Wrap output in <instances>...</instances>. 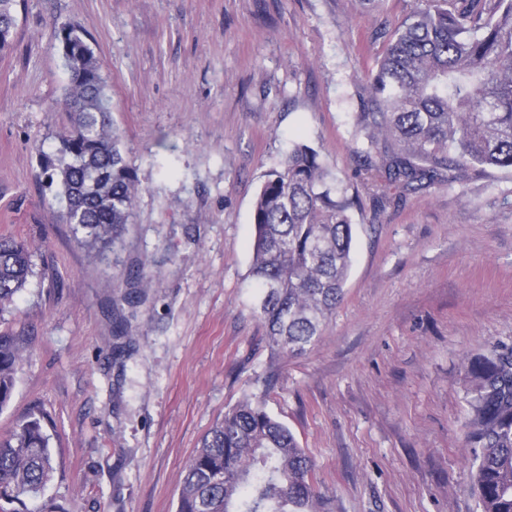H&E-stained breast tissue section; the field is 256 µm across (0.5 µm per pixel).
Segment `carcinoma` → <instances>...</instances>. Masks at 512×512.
Instances as JSON below:
<instances>
[{
  "label": "carcinoma",
  "mask_w": 512,
  "mask_h": 512,
  "mask_svg": "<svg viewBox=\"0 0 512 512\" xmlns=\"http://www.w3.org/2000/svg\"><path fill=\"white\" fill-rule=\"evenodd\" d=\"M21 0H0V54L13 48ZM385 49L352 115L362 185L376 202L400 201L474 173L512 169V0H427L384 22ZM71 123L44 156V188L58 186L65 223L93 242L131 223L139 183L120 149L99 59L83 31L61 30ZM358 191H349L316 148L296 142L268 170L252 206L253 310L271 351L297 355L343 301L352 265ZM32 274L30 248L0 238V308ZM27 337L0 332V411L12 398ZM466 439L480 512H512V347L467 362ZM49 422L38 407L0 437V512L41 495L52 481ZM314 463L287 425L247 395L224 412L184 467L177 512H326Z\"/></svg>",
  "instance_id": "obj_1"
}]
</instances>
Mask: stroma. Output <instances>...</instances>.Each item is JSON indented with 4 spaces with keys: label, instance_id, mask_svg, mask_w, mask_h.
I'll return each mask as SVG.
<instances>
[{
    "label": "stroma",
    "instance_id": "stroma-1",
    "mask_svg": "<svg viewBox=\"0 0 512 512\" xmlns=\"http://www.w3.org/2000/svg\"><path fill=\"white\" fill-rule=\"evenodd\" d=\"M418 0H25L0 56V237L33 274L0 314L30 339L0 434L46 411L52 483L21 512H176L182 469L261 394L315 461L329 512H478L466 359L512 345V173L377 208L362 194L345 296L315 344L271 355L252 309V204L291 142L355 175L351 115ZM108 79L136 218L105 252L37 180L69 123L55 40ZM150 279L139 288L129 270Z\"/></svg>",
    "mask_w": 512,
    "mask_h": 512
}]
</instances>
